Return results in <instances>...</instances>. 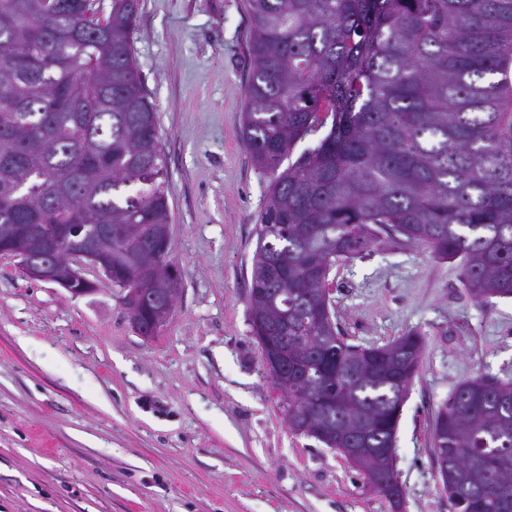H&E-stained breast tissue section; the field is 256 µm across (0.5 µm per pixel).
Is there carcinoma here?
<instances>
[{
  "label": "carcinoma",
  "mask_w": 512,
  "mask_h": 512,
  "mask_svg": "<svg viewBox=\"0 0 512 512\" xmlns=\"http://www.w3.org/2000/svg\"><path fill=\"white\" fill-rule=\"evenodd\" d=\"M0 0V235L54 218L123 225L143 241L168 224L157 114L134 55L138 0ZM251 73L241 136L267 178L250 310L281 324L293 386L336 390L316 429L382 465L412 362L401 339L367 347L323 332L326 257L389 239L460 260L477 299L512 296V0H247ZM319 135L312 148L297 145ZM133 185L144 189L127 192ZM129 257L112 250V285ZM165 289L139 320L149 327ZM460 384L435 422L448 480L479 486L473 512H512V383L480 401ZM288 418L303 400L281 394ZM485 445L492 474L461 448Z\"/></svg>",
  "instance_id": "carcinoma-1"
}]
</instances>
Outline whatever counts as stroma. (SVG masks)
I'll list each match as a JSON object with an SVG mask.
<instances>
[{
  "mask_svg": "<svg viewBox=\"0 0 512 512\" xmlns=\"http://www.w3.org/2000/svg\"><path fill=\"white\" fill-rule=\"evenodd\" d=\"M249 35L246 0H139L181 274L153 339L110 282L75 297L0 255V512H391L342 455L289 429L251 333L266 182L240 138ZM328 288L348 342L423 337L395 439L403 512H454L434 416L466 380L512 382V298L477 302L459 261L389 241L337 262Z\"/></svg>",
  "mask_w": 512,
  "mask_h": 512,
  "instance_id": "35a3bbf8",
  "label": "stroma"
}]
</instances>
